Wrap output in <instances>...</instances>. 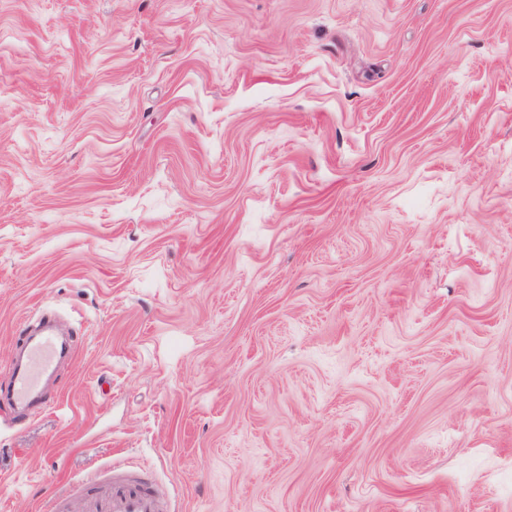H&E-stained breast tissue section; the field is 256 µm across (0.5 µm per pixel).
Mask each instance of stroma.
Segmentation results:
<instances>
[{
  "label": "stroma",
  "instance_id": "35a3bbf8",
  "mask_svg": "<svg viewBox=\"0 0 512 512\" xmlns=\"http://www.w3.org/2000/svg\"><path fill=\"white\" fill-rule=\"evenodd\" d=\"M0 512H512V0H0ZM22 348V361L13 368L6 390L8 399L18 408L36 402L46 406L49 400L44 398V383L56 373L64 350L57 334L49 331L29 336ZM167 491L147 485L140 478L114 477L112 486L102 488L86 500L85 512H169Z\"/></svg>",
  "mask_w": 512,
  "mask_h": 512
}]
</instances>
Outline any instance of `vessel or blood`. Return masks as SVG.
Listing matches in <instances>:
<instances>
[{"instance_id": "1", "label": "vessel or blood", "mask_w": 512, "mask_h": 512, "mask_svg": "<svg viewBox=\"0 0 512 512\" xmlns=\"http://www.w3.org/2000/svg\"><path fill=\"white\" fill-rule=\"evenodd\" d=\"M63 350L57 334L42 331L29 337L23 358L11 373L6 390L10 402L25 408L44 399V383L58 369ZM167 491L141 479L113 478L110 487L86 500L84 512H169Z\"/></svg>"}]
</instances>
